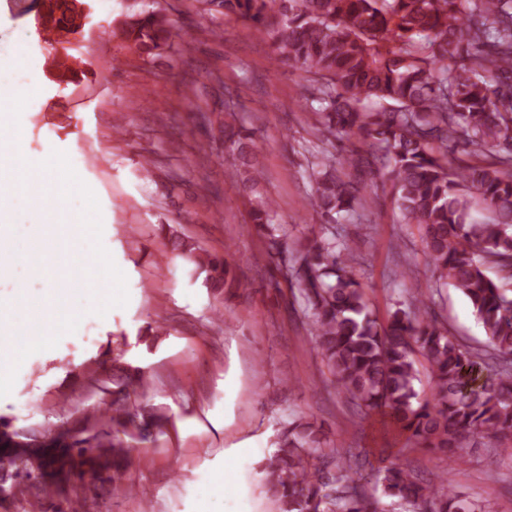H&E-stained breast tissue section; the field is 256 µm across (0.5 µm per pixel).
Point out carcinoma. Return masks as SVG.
<instances>
[{
    "instance_id": "carcinoma-1",
    "label": "carcinoma",
    "mask_w": 512,
    "mask_h": 512,
    "mask_svg": "<svg viewBox=\"0 0 512 512\" xmlns=\"http://www.w3.org/2000/svg\"><path fill=\"white\" fill-rule=\"evenodd\" d=\"M211 20L234 15L268 29L276 61L312 75L319 103L312 128L331 143L347 140L340 165L309 166L311 208L332 222L362 204L376 179L390 186L405 223L414 224L438 286L460 290L481 324L486 349L452 336L413 291L384 323L369 310L353 270L352 246L324 237L296 249L293 276L310 332L338 390L364 411L379 414L405 446L455 458L465 448L512 445V0H200ZM171 20L147 11L126 30L142 49L160 46ZM232 165L250 196L251 222L282 253L276 203L260 191L262 171L243 129L231 132ZM497 215L473 222L469 197ZM172 247L208 272L215 288L228 274L213 258L179 239ZM503 272L490 278L484 264ZM425 361L431 393L420 396ZM144 391L143 379L122 377L112 401V432H61L28 448L0 434V465L14 470L43 460L71 474L113 466L136 449L126 445L125 401ZM276 450L260 466L266 493L280 512H490L455 490L445 472L419 479L400 456L371 470L361 487L365 448H324L310 422L284 425Z\"/></svg>"
}]
</instances>
